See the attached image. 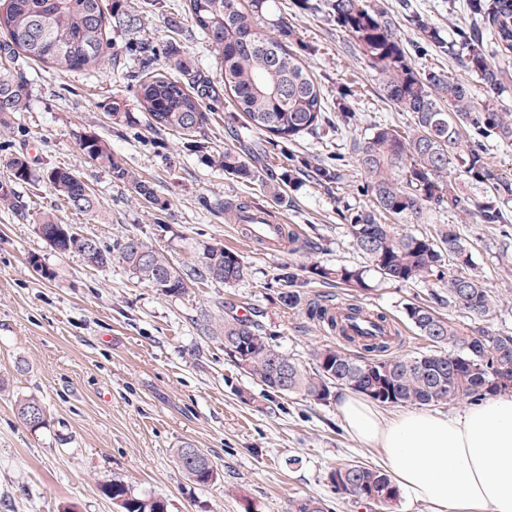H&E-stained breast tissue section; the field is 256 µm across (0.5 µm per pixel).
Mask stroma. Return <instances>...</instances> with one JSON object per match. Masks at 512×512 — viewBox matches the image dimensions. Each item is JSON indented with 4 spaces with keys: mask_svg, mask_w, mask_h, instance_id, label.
<instances>
[{
    "mask_svg": "<svg viewBox=\"0 0 512 512\" xmlns=\"http://www.w3.org/2000/svg\"><path fill=\"white\" fill-rule=\"evenodd\" d=\"M183 0H166L164 13H144L140 36L156 51L152 66L166 63L171 49L185 52L196 70L215 74V56L201 34L182 17ZM401 27L402 39L419 67L447 72L466 83L476 102L512 111V87L487 91L455 56L435 48L419 51L410 15L428 19L443 40L455 41L471 22L466 0H384ZM301 55L328 100L333 126L308 134L292 146L311 164L340 161L344 179L332 187L306 180L273 205L259 185L225 175L185 151L169 131L147 127L127 80L144 64L137 37L116 33L107 68L57 73L43 63L25 65L28 103L0 128V184L8 182L9 158L24 154L33 180L16 186L20 210L0 206V512H119L105 493L113 480L137 495L163 498L168 512H289L293 500L322 499L328 512H367L337 495L328 474L350 460L385 468L380 448L359 443L346 429L338 399L320 403L298 396H268L263 386L239 371L223 343L204 336L205 322L223 321L227 311L254 307L280 350L312 365L314 350L333 337L308 319L306 304L347 301L351 289L316 279L304 290L302 307L275 302L276 276L288 263L360 267L341 211L366 206L358 193L365 178L353 151L355 139L374 124L407 129L408 114L385 99L381 77L362 58L331 15L326 0H280ZM123 103L131 120L114 128L109 107ZM356 121L342 124V111ZM105 140L126 167L153 186L163 204L165 230H158L149 203L136 201L129 186L79 153L80 135ZM79 171L99 201V214L86 217L67 208L41 178L51 167ZM247 201L274 208L299 236L297 251L261 250L239 225L225 222L218 203ZM55 214L111 242L135 234L186 260L185 243L217 240L242 255L246 278L233 287L193 289L169 298L115 264L86 267L74 254H61L40 237V213ZM455 225L474 245L482 282L496 301L490 323L512 331V223L477 224L449 213L440 224ZM360 300L399 325L402 353L428 343L405 318L408 303L429 298L438 281L391 282L369 274ZM252 394L243 403L240 392ZM38 398L47 425L34 431L16 404ZM202 449L218 477L193 483L176 463L182 443Z\"/></svg>",
    "mask_w": 512,
    "mask_h": 512,
    "instance_id": "obj_1",
    "label": "stroma"
}]
</instances>
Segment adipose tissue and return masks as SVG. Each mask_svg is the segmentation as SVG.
Here are the masks:
<instances>
[{
	"mask_svg": "<svg viewBox=\"0 0 512 512\" xmlns=\"http://www.w3.org/2000/svg\"><path fill=\"white\" fill-rule=\"evenodd\" d=\"M341 418L360 443L383 449L396 484L436 512L465 503L512 512V394L490 397L463 415L414 410L384 417L345 394Z\"/></svg>",
	"mask_w": 512,
	"mask_h": 512,
	"instance_id": "1",
	"label": "adipose tissue"
}]
</instances>
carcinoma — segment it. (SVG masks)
Here are the masks:
<instances>
[{"label":"carcinoma","mask_w":512,"mask_h":512,"mask_svg":"<svg viewBox=\"0 0 512 512\" xmlns=\"http://www.w3.org/2000/svg\"><path fill=\"white\" fill-rule=\"evenodd\" d=\"M0 0V115L26 110L28 92L23 63H44L60 73L100 69L109 64L107 49L112 28L136 33L142 17L112 0ZM336 23L353 39L366 62L382 77V90L401 112L410 115L412 128L402 133L392 125H376L356 141L357 162L365 175L361 192L369 205L342 214L353 245L367 266L383 278L412 283L439 273L440 291L432 303L448 295V307L467 314L462 325L435 311L431 303L405 307L409 323L433 349L415 355L394 351L399 332L382 314L364 313L362 303H345L330 314L326 305L308 304L311 319L336 333L339 342L313 352L314 367L290 358L252 319L225 315L224 323L203 325V333L224 340L230 361L258 380L269 394L314 396L326 402L336 388H347L389 406L438 405L459 399L472 403L512 392V332L495 330L485 322L495 301L474 269L470 243L455 226H443L438 237L416 235L403 224H431L447 212L472 216L478 224H505V207L512 201V174L491 168L485 140L494 136L512 141V113L480 107L469 87L441 69L421 70L408 56L399 24L376 0H328ZM473 24L452 44L465 69L485 88L498 93L508 84L509 69L497 63L512 60V0H467ZM184 14L216 52L213 80L194 73L193 60L183 56L174 69L192 75L188 86L171 69H144L134 76L135 98L148 125L175 132L188 151L203 149L196 140L207 120L201 101L224 92L234 112L228 116L233 144L209 156V162L243 181L260 182L276 203L300 175L311 174L319 186L339 184L342 169L335 164L311 166L288 151V144L330 124L325 94L289 43L293 31L278 0H184ZM427 46L445 48L438 30L419 15L410 16ZM257 134L242 148L235 123ZM81 154L131 187L135 196L158 204L153 187L137 177L100 137H79ZM11 177L27 183L32 171L24 156L9 161ZM42 179L73 211L94 216L96 196L69 167H53ZM39 235L55 251L74 253L91 268L114 262L162 295L181 298L190 288L220 284L231 287L248 274L243 257L217 241H196L191 258L173 261L136 235L106 243L76 235L50 213L37 222ZM448 272H443V267ZM308 273L322 281L350 288H367L364 270L312 264ZM277 301L287 309L302 303L305 279L284 265L277 275ZM288 370V379L276 367ZM182 471L197 484L217 478L211 460L190 444L176 450ZM336 493L393 512L400 489L389 474L360 461L336 466L330 473ZM120 512H167L155 496L132 494L117 480L107 490ZM291 512H325L322 501L302 498Z\"/></svg>","instance_id":"cac0c4a2"}]
</instances>
